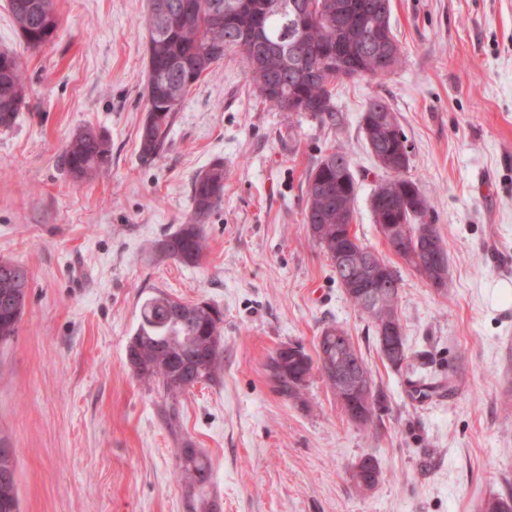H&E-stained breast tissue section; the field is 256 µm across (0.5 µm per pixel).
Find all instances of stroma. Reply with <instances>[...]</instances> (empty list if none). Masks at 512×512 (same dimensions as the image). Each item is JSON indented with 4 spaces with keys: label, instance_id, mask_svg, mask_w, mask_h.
Returning <instances> with one entry per match:
<instances>
[{
    "label": "stroma",
    "instance_id": "stroma-1",
    "mask_svg": "<svg viewBox=\"0 0 512 512\" xmlns=\"http://www.w3.org/2000/svg\"><path fill=\"white\" fill-rule=\"evenodd\" d=\"M60 28L28 48L0 0V50L23 63L28 95L0 129V257L30 272L19 333L0 348V436L17 450L21 512H189L174 451L212 462L219 512H477L512 493V0H393L403 63L379 80H343L340 124L284 112L224 60L196 83L153 163L139 157L146 118L147 0H54ZM384 97L410 145L409 177L427 191L449 258L439 293L401 267L400 311L414 367L394 371L367 319L339 288L303 222L305 181L342 144L359 180L354 228L379 254L378 170L360 129ZM91 127L111 144L107 171L75 181L61 156ZM224 163V200L204 225L201 263L160 259L155 243L191 214V181ZM224 313V371L180 399L139 382L126 349L155 291ZM343 325L383 401L351 424L320 374L303 401L271 389L272 350L314 353ZM457 376L452 396L419 403L411 383ZM375 458L370 492L352 466Z\"/></svg>",
    "mask_w": 512,
    "mask_h": 512
}]
</instances>
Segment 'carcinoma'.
<instances>
[{
  "instance_id": "cac0c4a2",
  "label": "carcinoma",
  "mask_w": 512,
  "mask_h": 512,
  "mask_svg": "<svg viewBox=\"0 0 512 512\" xmlns=\"http://www.w3.org/2000/svg\"><path fill=\"white\" fill-rule=\"evenodd\" d=\"M227 0H166L174 11L160 18L157 0H149L146 29L147 79L144 86L147 116L140 128V158L152 162L162 157L169 130L179 107L168 104V94L190 73L193 82L213 72L227 56H236L246 70L250 87L270 105L286 112H304L321 122L336 124L334 88L336 82L353 75L380 78L392 73L401 56L388 61L380 46L369 35L357 30L362 9L382 11L381 25L392 41H397L391 24L392 0H315L317 18L298 28L291 24L289 10L274 8L257 16L243 12L229 25L213 4ZM25 10L10 9L20 36L32 49L52 40L58 28L53 0H24ZM340 49L336 66L323 68L321 58L329 47ZM14 89V107L5 112L0 106V129L16 123L25 101L26 74L11 52L0 50V85ZM368 125L361 126L373 154L386 153L394 144L390 129L403 132L396 113L386 99L372 96L364 103ZM111 148L105 135L85 129L66 144L63 162L76 181H92L101 176ZM407 167L397 165L383 171L380 180L388 185L387 196L371 195L370 208L379 234L405 237L413 245L433 234L442 236L431 219V202L418 181L406 175ZM359 181L347 153L338 146L324 152L306 177L304 223L312 242L323 253L336 250V238L356 215ZM412 191L419 206L397 210L400 192ZM192 212L178 231L156 243L157 255L179 263L198 265L206 249L204 224L224 198V162L217 160L193 176ZM406 266L426 282L433 280L426 255L415 248L401 254ZM389 301L370 305L363 294L350 286L349 275L341 269L336 282L349 303L367 316L373 334L387 318L401 321L399 309L401 275L388 274ZM28 269L13 260L0 258V347L17 337L29 286ZM224 318H213L194 304L180 302L162 291L148 297L140 308V323L127 347V360L139 381L153 386L166 398L164 419L176 427L180 418L179 398L197 384L213 381L224 369ZM347 335L340 325L321 331L317 359L302 346L293 353L272 351L264 364L274 391L288 401L303 399L313 371H318L333 395H342L353 410L366 413L360 425L376 416L380 393L371 386L368 398L341 391L331 371L342 353L336 350V337ZM456 389L455 376L413 385L418 401L442 397ZM175 481L189 492L190 512H215L213 501L204 492L212 484V462L197 448H182L177 456ZM0 512H21L16 480V449L0 454ZM478 512H512V494L482 500Z\"/></svg>"
}]
</instances>
